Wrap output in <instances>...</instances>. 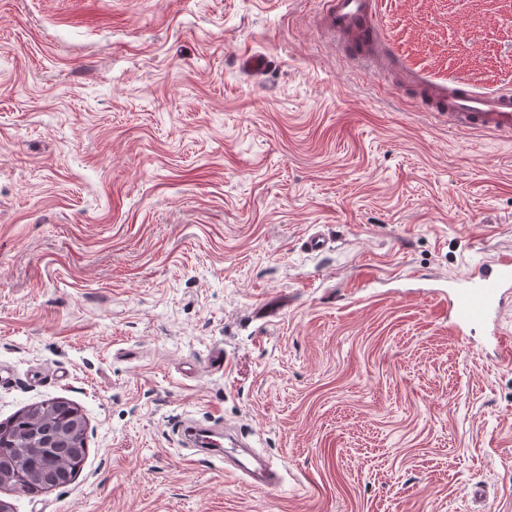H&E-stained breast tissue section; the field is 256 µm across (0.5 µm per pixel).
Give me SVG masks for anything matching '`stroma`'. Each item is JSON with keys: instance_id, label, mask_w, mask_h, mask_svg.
<instances>
[{"instance_id": "stroma-1", "label": "stroma", "mask_w": 512, "mask_h": 512, "mask_svg": "<svg viewBox=\"0 0 512 512\" xmlns=\"http://www.w3.org/2000/svg\"><path fill=\"white\" fill-rule=\"evenodd\" d=\"M322 7L0 0V422L86 420L82 470L13 512H512V367L442 305L512 248V134L349 63ZM377 23L405 69L512 89V0ZM186 419L283 485L190 455ZM35 409L41 410L42 413V424L38 427V430L54 427L56 424L60 423V419L65 416L67 411L75 412V410H78L76 406L68 402L55 400L44 401L35 407Z\"/></svg>"}]
</instances>
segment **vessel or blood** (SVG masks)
Masks as SVG:
<instances>
[{"mask_svg": "<svg viewBox=\"0 0 512 512\" xmlns=\"http://www.w3.org/2000/svg\"><path fill=\"white\" fill-rule=\"evenodd\" d=\"M324 5L319 23L344 55L373 68L394 64L395 59L375 22L379 0H324ZM409 82L421 88L426 110L443 113L450 127L512 134L511 90L479 91L463 81L451 86L418 72L410 73ZM510 290L512 250L454 287L448 312L449 328L463 340L475 327L492 326L495 357L505 366L512 365V334L495 329L494 324ZM210 434L206 456L223 461L225 470L259 481L265 488L280 486L282 467L273 457L253 451L244 458L234 457L221 441V429H211Z\"/></svg>", "mask_w": 512, "mask_h": 512, "instance_id": "vessel-or-blood-1", "label": "vessel or blood"}]
</instances>
